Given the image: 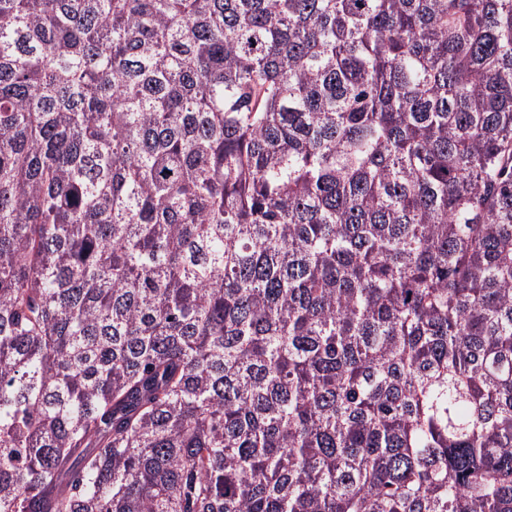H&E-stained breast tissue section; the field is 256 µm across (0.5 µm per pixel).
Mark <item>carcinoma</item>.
<instances>
[{"mask_svg":"<svg viewBox=\"0 0 512 512\" xmlns=\"http://www.w3.org/2000/svg\"><path fill=\"white\" fill-rule=\"evenodd\" d=\"M0 512H512V0H0Z\"/></svg>","mask_w":512,"mask_h":512,"instance_id":"carcinoma-1","label":"carcinoma"}]
</instances>
